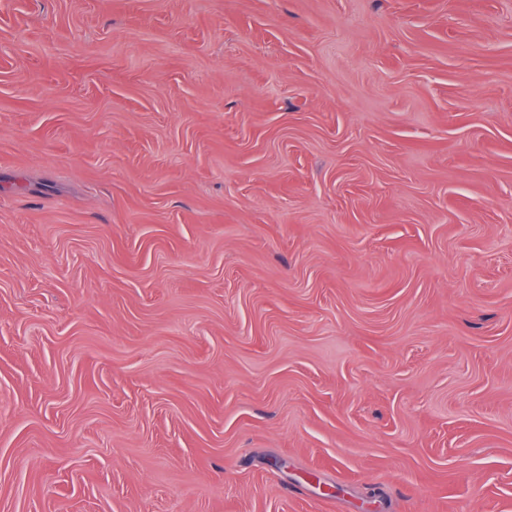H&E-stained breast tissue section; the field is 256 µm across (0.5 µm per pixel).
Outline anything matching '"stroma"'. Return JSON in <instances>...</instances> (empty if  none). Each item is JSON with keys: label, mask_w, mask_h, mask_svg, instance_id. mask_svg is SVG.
Here are the masks:
<instances>
[{"label": "stroma", "mask_w": 512, "mask_h": 512, "mask_svg": "<svg viewBox=\"0 0 512 512\" xmlns=\"http://www.w3.org/2000/svg\"><path fill=\"white\" fill-rule=\"evenodd\" d=\"M0 512H512V0H0Z\"/></svg>", "instance_id": "1"}]
</instances>
